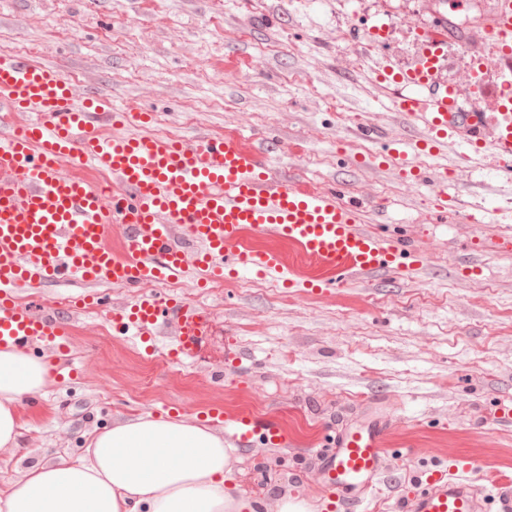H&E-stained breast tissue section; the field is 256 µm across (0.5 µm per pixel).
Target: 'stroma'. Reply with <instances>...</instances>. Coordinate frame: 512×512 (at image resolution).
I'll use <instances>...</instances> for the list:
<instances>
[{
  "label": "stroma",
  "instance_id": "35a3bbf8",
  "mask_svg": "<svg viewBox=\"0 0 512 512\" xmlns=\"http://www.w3.org/2000/svg\"><path fill=\"white\" fill-rule=\"evenodd\" d=\"M424 17V0H0V54L56 64L78 86L96 83L116 109L147 106L156 134L274 132L297 148L291 163L310 184H341L346 195L386 209L376 233L424 245L425 276L309 292L320 271L285 241L253 238L277 254L295 282L286 288L243 275L216 288H183L210 314L199 359L169 362L113 334L106 313L128 303L118 286L100 287L102 312L76 307L78 286L37 284L27 307L53 308L70 336L64 352L35 345L31 354L78 372L25 397L20 450L0 451V482L27 464L78 457L93 429L142 412L198 420L251 410L279 422L284 445L255 440L228 479L235 495L277 512L283 496L324 512L317 457L338 431L374 418L390 421L386 446L395 477L383 497L406 501L435 466L477 460L482 473L512 474V223H477L492 205L512 210V172L483 158L463 160L448 146L413 152L414 170H448L457 211L437 217L427 185L400 173L386 142L417 138L419 128L390 109L391 91L375 86L374 55L353 58L338 24L399 21L403 8ZM244 49L254 61L233 83L220 76L224 56ZM387 134L367 143L355 127ZM481 254L476 275L457 272L465 254ZM236 341L242 361L227 365Z\"/></svg>",
  "mask_w": 512,
  "mask_h": 512
}]
</instances>
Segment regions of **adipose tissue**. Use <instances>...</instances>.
I'll list each match as a JSON object with an SVG mask.
<instances>
[{
  "label": "adipose tissue",
  "instance_id": "obj_1",
  "mask_svg": "<svg viewBox=\"0 0 512 512\" xmlns=\"http://www.w3.org/2000/svg\"><path fill=\"white\" fill-rule=\"evenodd\" d=\"M49 371L44 358L0 344V449L19 447L21 402ZM236 464L209 426L148 412L89 433L79 458L38 462L0 484V512H256L225 487Z\"/></svg>",
  "mask_w": 512,
  "mask_h": 512
}]
</instances>
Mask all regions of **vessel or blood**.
Here are the masks:
<instances>
[{"label":"vessel or blood","mask_w":512,"mask_h":512,"mask_svg":"<svg viewBox=\"0 0 512 512\" xmlns=\"http://www.w3.org/2000/svg\"><path fill=\"white\" fill-rule=\"evenodd\" d=\"M494 43L512 39V0H495L486 17ZM425 44L410 67L375 63L373 78L404 87L391 109L423 127V142L488 150L512 166V67L499 72L484 110L459 101L449 83L448 18L434 12ZM153 113L114 112L108 100L77 91L55 66L30 56L0 55V343L26 349L59 347L64 336L51 313L22 304L18 289L73 279L135 289L133 303L113 312L114 332L166 335L176 325L171 358L187 363L200 353L208 313L161 285L195 275L223 280L250 270L286 280L281 259L242 244L243 231L280 238L326 265L329 279L310 280L323 291L388 274L420 275L422 251L364 229L367 200L345 198L271 167L267 144H243L234 134L170 140L149 133ZM431 186L435 212L448 214V178L419 174ZM121 246H113L114 236ZM156 291L143 292L144 284ZM386 423L343 429L317 469L334 512H369L391 472ZM270 444L287 436L274 422L259 424L249 411L224 422V438L251 448L255 436ZM500 512H512V486L473 484L447 469L434 470L408 498L406 512H483L488 493Z\"/></svg>","instance_id":"b4317fda"}]
</instances>
